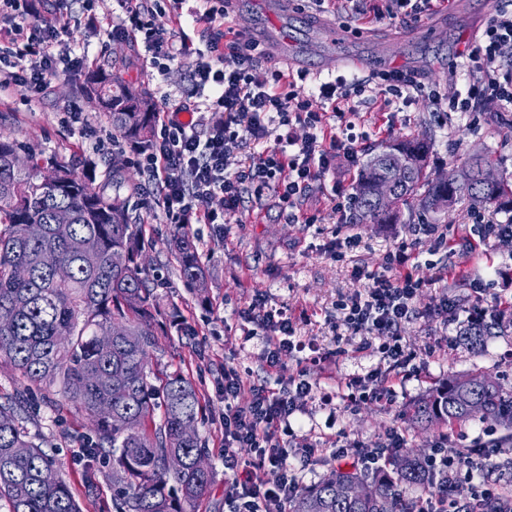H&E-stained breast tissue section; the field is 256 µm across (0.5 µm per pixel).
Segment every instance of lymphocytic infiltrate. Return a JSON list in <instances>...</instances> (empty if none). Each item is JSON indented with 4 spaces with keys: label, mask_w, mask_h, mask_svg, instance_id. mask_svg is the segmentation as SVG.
Instances as JSON below:
<instances>
[{
    "label": "lymphocytic infiltrate",
    "mask_w": 512,
    "mask_h": 512,
    "mask_svg": "<svg viewBox=\"0 0 512 512\" xmlns=\"http://www.w3.org/2000/svg\"><path fill=\"white\" fill-rule=\"evenodd\" d=\"M443 2L370 0L365 10L375 20L394 22L431 13ZM120 5V13L112 19V38L142 43L150 67L165 74L179 47L174 33L154 22L165 11L163 0H120ZM228 17L223 6H210L197 14L207 51L216 58L215 64H203L199 72L201 82L210 83L211 92L190 106L170 103L165 97L156 100L150 151L135 145L130 148L133 164L147 175L138 191L155 190L156 205L170 224L223 223L225 213L242 208L246 195L259 197L268 190L275 192L289 222L313 223V215L302 205L313 184L330 170L336 156H344L351 166L359 164L363 135L347 118L345 106L350 97L375 89L400 99L413 96L421 83L416 73L396 67L352 82L337 76L317 87L319 99L331 102V113L315 111L291 75L280 69L268 77L259 74L264 50L255 41L231 36L224 25ZM63 31V26L43 18L38 0H0V93L16 91L38 97L45 92L50 75L82 65L88 48L63 46ZM506 45H512V9L504 7L488 20L477 42L459 51L460 70L476 74L477 79L466 94L449 97V111L466 113L474 100L487 99L512 112V67L499 62ZM204 112H220L224 118L203 137L197 126ZM273 124L278 134H271ZM298 125L308 130L304 138L294 135ZM270 137L275 140L271 147L266 144ZM245 148L250 151L247 162L229 169L230 154ZM216 197L223 201V211L209 209V201ZM415 258L413 247L402 243L386 253L380 270L353 269L354 276L367 280L368 288L339 308L347 329L365 332L364 347L377 362L366 373L348 379L349 403L390 399L393 372L413 360L400 331L417 316L414 299L425 285L411 271ZM266 302L265 296H255L244 316L257 318L265 332L267 366L277 368L286 352L300 355L305 364H324L326 358L317 348H306L297 340L287 309H273ZM221 394L224 466L234 473L224 485L225 512H286L300 489L291 459L305 463L317 453L308 442L293 447L295 431L290 418L299 402L317 400L327 405L332 393L305 379L294 391L276 390L255 383L250 370L228 366ZM406 441V431L399 426L371 448L359 447L339 431L328 439L329 456L337 462L355 457L357 466L367 470L381 466ZM489 446L499 452L511 450L512 437L489 443L477 439L464 446L440 437L425 461L439 481L418 497L416 512H499L506 490L488 477L481 464ZM243 448L249 449V457L240 456ZM462 481L470 486L463 498L457 494Z\"/></svg>",
    "instance_id": "1"
}]
</instances>
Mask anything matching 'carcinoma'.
<instances>
[{
    "instance_id": "carcinoma-1",
    "label": "carcinoma",
    "mask_w": 512,
    "mask_h": 512,
    "mask_svg": "<svg viewBox=\"0 0 512 512\" xmlns=\"http://www.w3.org/2000/svg\"><path fill=\"white\" fill-rule=\"evenodd\" d=\"M78 94L95 95L112 128L143 147L153 136L152 104L146 92L126 84L118 72L93 69ZM23 145L0 136V362L19 370L30 382L56 386L62 397L91 413L98 404L112 405L113 417L96 419V441L85 449L95 461L112 456V486L124 512H194V504L209 490L212 469L202 470L205 454L199 437L187 439L183 428L197 418L199 396L179 372L160 385L151 379L150 349L160 304L139 264L144 243L132 222L129 199L122 193L123 168L112 161V192L92 187L95 177L40 153L25 167L13 165ZM430 143L425 139L396 140L370 158L358 174L354 206L366 210L375 224H394L401 209L415 202L426 213H441L465 196L478 207L512 204V183L500 177L492 184L479 173L495 163L482 155L470 158L458 187L436 181L427 173ZM53 164L60 185L47 189L40 171ZM392 184L396 211L379 207L378 182ZM73 213V223L57 228L53 212ZM28 224L44 226L39 240L26 236ZM181 277L203 280L193 241L175 239ZM53 250L69 267L58 282L39 265V256ZM121 250L128 264L114 268L112 251ZM112 333L104 347L98 337ZM483 405L480 418L512 430V393L483 375L450 379L412 406V418L425 429L472 420L466 399ZM159 424L148 429L155 411ZM20 408L0 404V498L11 512H81L55 460L28 438L19 421ZM183 459L179 469L168 457ZM334 480L302 489L288 503V512H404L403 491H426L433 477L421 454L391 458L372 475L336 470ZM358 482L364 498L336 495V486Z\"/></svg>"
}]
</instances>
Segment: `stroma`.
<instances>
[{"instance_id":"stroma-1","label":"stroma","mask_w":512,"mask_h":512,"mask_svg":"<svg viewBox=\"0 0 512 512\" xmlns=\"http://www.w3.org/2000/svg\"><path fill=\"white\" fill-rule=\"evenodd\" d=\"M288 2V11L279 16L282 30L311 69L326 67L324 55L308 47L316 33L314 18L319 15L345 30L352 52L394 53L403 68L417 71L421 78L422 90L406 104L388 107L382 97L368 93L353 99V120L367 136L361 159H368L387 142L420 136L430 143V175L460 169L471 155L482 153L497 160L499 174L512 177V112L480 99L473 112L449 114L440 111L434 99L438 92L467 90V77L455 68L457 52L481 32L501 8V0H465L455 15L424 14L394 26L357 14L350 0H337L325 8L316 0ZM93 10L98 18L94 29L86 26L82 12L72 8L70 0H46L45 17L65 24L64 41L88 45L89 56L85 65L50 77L42 97L15 94L0 103V135L35 151L55 154L59 161L78 168L93 165L100 173L112 160L126 161L128 149L126 139L78 95L88 69L120 72L149 96L165 95L178 102L193 92L209 95L210 89L193 85L201 62L199 52L204 48L200 28L179 24L173 13L159 17V24L182 32L189 47L170 63L164 77L154 80L142 66L143 46L107 35L113 14L120 11L117 0H95ZM95 138L105 143L102 154L89 149ZM355 176L345 158L337 157L333 170L321 177L306 202L315 215L311 224L288 223L270 195L259 202L247 200L220 230L212 224L166 223L151 198L139 193L130 197L144 241L150 286L163 311L155 328L151 367L181 372L199 393L196 431L207 450L213 481L208 494L195 504V512H224V481L231 476L224 467V402L219 391L225 365L251 369L254 378L276 389L297 374L298 358L289 354L282 355L278 369L266 370L262 338L251 335L252 325L242 316L255 294L266 295L269 307L288 308L296 318V336L330 355V363L311 368L307 374L322 388L338 390L350 375L365 373L376 362L361 348L364 333L347 329L338 305L367 287L366 280L353 276V266L380 269L387 251L415 241L422 217L416 208L404 210L396 224L364 221L353 210L344 216L336 214L328 201L331 188L338 185L352 190ZM433 221L454 230L456 242L450 252H439L431 262L418 264L416 275L427 282L415 298L420 316L401 329V342L414 359L394 383L393 403L351 405L340 399L328 406L307 403L292 419L297 436L311 431L328 436L342 430L350 439L370 445L400 426L407 431L409 448L426 455L440 433L414 427L410 409L433 388L473 373L490 376L504 390L512 391V364L503 358L512 349V325L473 344L462 335L464 321L450 324L436 312L444 299L464 311L479 297L490 305L497 298L512 296V248L501 245L497 237L481 236L467 200L434 216ZM181 232L196 243L197 258L207 276L205 287L190 285L180 276L169 242ZM349 234L358 235L360 245L344 261H336L331 245ZM472 239L478 240L479 249H469ZM440 264L450 270L441 281L436 278ZM340 346L345 355H337ZM28 385L19 371L0 363V402L24 397V425L60 464L81 512H116L109 465L96 461L94 482L86 480L84 450L95 439L91 414L52 389L32 392Z\"/></svg>"}]
</instances>
